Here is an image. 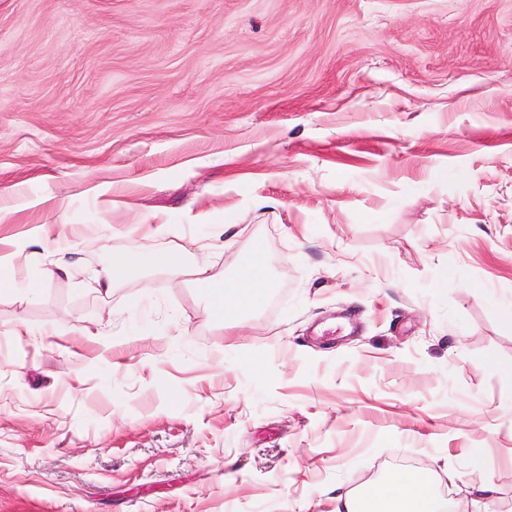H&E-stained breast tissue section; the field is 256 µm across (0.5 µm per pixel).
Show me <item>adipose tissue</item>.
<instances>
[{"mask_svg": "<svg viewBox=\"0 0 512 512\" xmlns=\"http://www.w3.org/2000/svg\"><path fill=\"white\" fill-rule=\"evenodd\" d=\"M225 228L215 225L213 233L204 240L187 239L178 224H136L128 237L130 244L124 254L113 258L90 275L97 283L101 298L112 295L128 268L158 266L172 275H192L196 282L215 288L216 296L225 310L236 311L262 304L269 283L262 256L253 255L232 282H224L210 271L205 256L223 249ZM33 237L36 250L16 249L0 251V291L20 299H32L37 288L79 272L78 261L72 260V248L62 236L53 234L51 226L38 228ZM373 512H447L448 503L437 497L428 479L423 477L393 476L371 497Z\"/></svg>", "mask_w": 512, "mask_h": 512, "instance_id": "obj_1", "label": "adipose tissue"}]
</instances>
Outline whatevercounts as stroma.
<instances>
[{
    "instance_id": "35a3bbf8",
    "label": "stroma",
    "mask_w": 512,
    "mask_h": 512,
    "mask_svg": "<svg viewBox=\"0 0 512 512\" xmlns=\"http://www.w3.org/2000/svg\"><path fill=\"white\" fill-rule=\"evenodd\" d=\"M1 206L87 268L92 224H223L271 288L228 352L160 268L0 293V512H512V0H0ZM369 511L446 512L448 502L437 497L423 477L391 476L371 497Z\"/></svg>"
}]
</instances>
